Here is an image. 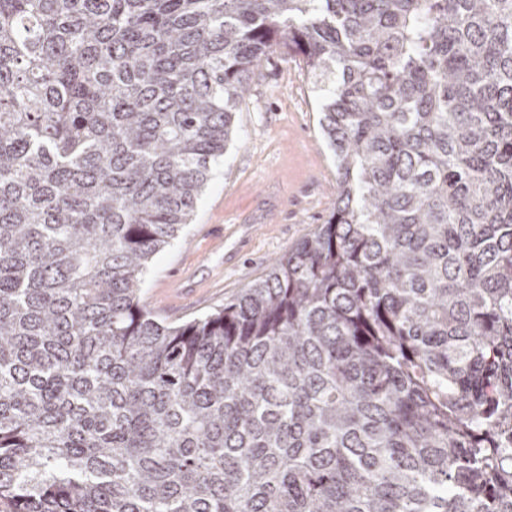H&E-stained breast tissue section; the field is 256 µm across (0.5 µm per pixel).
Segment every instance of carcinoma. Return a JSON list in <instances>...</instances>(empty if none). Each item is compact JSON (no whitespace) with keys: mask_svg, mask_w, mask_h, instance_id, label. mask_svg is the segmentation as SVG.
I'll return each mask as SVG.
<instances>
[{"mask_svg":"<svg viewBox=\"0 0 512 512\" xmlns=\"http://www.w3.org/2000/svg\"><path fill=\"white\" fill-rule=\"evenodd\" d=\"M298 52L329 220L175 324L141 285ZM512 512V0H0V502Z\"/></svg>","mask_w":512,"mask_h":512,"instance_id":"1","label":"carcinoma"}]
</instances>
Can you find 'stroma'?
Wrapping results in <instances>:
<instances>
[{"label": "stroma", "instance_id": "1", "mask_svg": "<svg viewBox=\"0 0 512 512\" xmlns=\"http://www.w3.org/2000/svg\"><path fill=\"white\" fill-rule=\"evenodd\" d=\"M319 119L302 56L270 54L191 223L151 262L142 293L152 312L181 323L223 306L325 223L337 173Z\"/></svg>", "mask_w": 512, "mask_h": 512}]
</instances>
